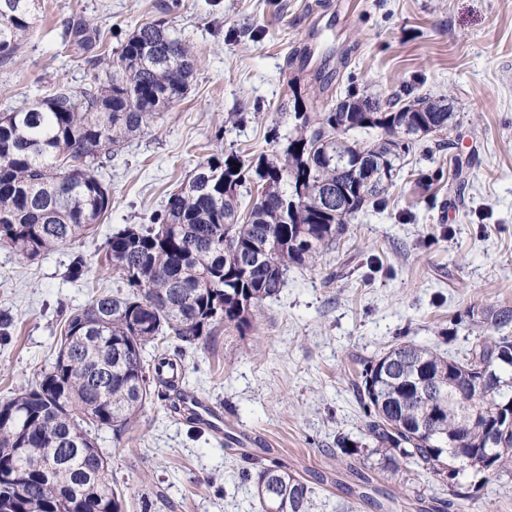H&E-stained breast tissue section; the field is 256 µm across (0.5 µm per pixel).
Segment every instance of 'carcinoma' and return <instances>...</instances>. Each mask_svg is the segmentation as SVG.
I'll return each instance as SVG.
<instances>
[{"label":"carcinoma","mask_w":512,"mask_h":512,"mask_svg":"<svg viewBox=\"0 0 512 512\" xmlns=\"http://www.w3.org/2000/svg\"><path fill=\"white\" fill-rule=\"evenodd\" d=\"M0 68L11 67L38 31V0H0ZM65 43L97 70L76 92L63 83L50 93L0 113V247L25 259L71 247V273L87 263L81 244L111 205L112 192L96 170L116 148L149 130L178 104L195 74L186 37L163 20L136 25L114 55L100 52L99 29L81 16L66 23ZM319 87L314 112L294 113L281 153L246 169L238 156H211L173 191L150 224L128 226L107 242L106 266L129 286L99 294L70 313L52 366L35 388L0 402V512H125L112 471L98 478L96 435L119 442L157 397L180 411L181 357L218 326H253L265 300L279 295L286 273L315 265L358 213L380 203L384 170H397L407 135L444 133L455 113L447 98L401 102L351 90L352 126L337 128L339 99ZM377 129L365 144L371 190L355 185L352 131ZM257 193L246 211L239 188ZM342 187L347 206L336 210L327 191ZM512 356V338L482 340L451 360L412 342L368 360L354 387L373 443L393 464L402 460L435 472L446 465L448 440L466 413L478 423L467 432L465 466L474 474L512 471V432L492 450L481 422L499 414L501 393L472 391L469 370L499 366ZM431 423L437 433L423 435ZM262 512H310L313 490L282 464L253 460Z\"/></svg>","instance_id":"carcinoma-1"}]
</instances>
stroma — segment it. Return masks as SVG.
<instances>
[{
	"label": "stroma",
	"instance_id": "stroma-1",
	"mask_svg": "<svg viewBox=\"0 0 512 512\" xmlns=\"http://www.w3.org/2000/svg\"><path fill=\"white\" fill-rule=\"evenodd\" d=\"M75 14L98 25L110 53L137 23L167 21L192 43L196 75L99 169L112 203L82 247L84 279L68 277L70 248L30 261L0 247V402L36 386L69 311L126 290L99 264L112 235L150 223L211 155L278 150L295 97L321 77L336 96L444 95L452 126L405 156L386 207L358 214L317 267L288 271L259 324L217 328L184 355L186 385L223 413V434L156 400L122 441L103 430L97 445L126 512H142L144 484L151 512H259L241 477L252 456L303 476L312 512H459L438 476L386 466L352 383L402 341L461 358L490 333L487 307H512V0H41L39 33L0 71V113L60 81L91 83L63 41ZM340 435L356 454L337 448Z\"/></svg>",
	"mask_w": 512,
	"mask_h": 512
}]
</instances>
